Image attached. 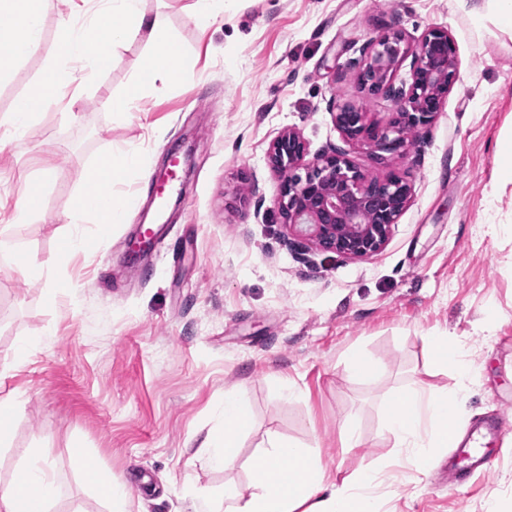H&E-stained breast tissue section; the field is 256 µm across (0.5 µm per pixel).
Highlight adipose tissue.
<instances>
[{
    "mask_svg": "<svg viewBox=\"0 0 512 512\" xmlns=\"http://www.w3.org/2000/svg\"><path fill=\"white\" fill-rule=\"evenodd\" d=\"M141 0H98L89 23L75 27L64 22L60 44L65 50L44 71L38 83L39 99L19 101L4 119L12 137H24L39 114L54 103L61 91L76 79L78 69L92 71L107 67L116 47L142 36L152 47L141 72L145 83H176L172 69L181 61L179 42L161 15H146ZM42 0H0V42L9 52L0 56V77L34 51L40 42ZM143 166L137 153L105 154L88 177L90 188L78 199L71 223L87 219L125 223L131 207L116 194L114 186ZM429 343L437 363L468 378L474 365L464 344L451 333L433 335ZM464 388L440 394L414 380L390 391L380 405L385 431L406 465L419 467L439 449L458 447L462 435L456 424L461 417ZM223 427L209 430L196 439L211 467L226 471L239 459L240 439L252 426L250 406L242 392H228L221 407ZM73 463L105 503V512H133L132 492L127 484L113 480L110 473L88 467L82 450H75ZM248 488L228 483L217 494L193 496V512H379L383 472L366 469L355 478L337 485L329 482L318 461L296 443L271 441L268 448L249 464ZM23 475L35 496L23 501L13 485L0 487V512H52L60 494V483L52 461L42 449H29Z\"/></svg>",
    "mask_w": 512,
    "mask_h": 512,
    "instance_id": "adipose-tissue-1",
    "label": "adipose tissue"
}]
</instances>
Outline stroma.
I'll use <instances>...</instances> for the list:
<instances>
[{
	"mask_svg": "<svg viewBox=\"0 0 512 512\" xmlns=\"http://www.w3.org/2000/svg\"><path fill=\"white\" fill-rule=\"evenodd\" d=\"M474 2L224 0L223 18L202 30L187 17L193 0H142L178 38L190 79L146 86L131 112H108L104 100L138 79L149 52L145 40H130L101 73L78 72L23 138L0 145V198L23 195L31 174L48 172L39 207L11 230L17 253L47 263L67 236L86 241L46 282L0 258V395L23 400L0 450V486L26 449L42 448L61 483L54 512H103L72 465L79 447L132 488L136 512H190L191 494L247 486L249 461L281 437L312 449L339 482L384 465L380 512H486L492 502L512 512V433L489 442L490 470L452 493L447 453L403 467L378 414L385 394L411 378L455 389L426 342L448 331L476 366L466 421L512 417V266L503 261L512 253V184L491 189L496 144L512 135V33L475 18ZM92 10L91 0H45L38 50L0 79V117L54 60L61 19L80 26ZM387 23L412 40L448 30L458 80L408 155H352L371 173L411 176L413 202L386 247L363 260L302 261L282 235L268 148L288 127L314 153L341 144L332 113L343 102L386 120L390 101L361 90L357 71ZM127 150L146 169L116 186L136 199L128 223L104 239L96 224L69 223L85 171ZM172 156L186 168L165 218L170 232L127 278L133 256L121 245L144 223L150 177ZM48 328L52 343L18 361V344ZM354 349L384 375L354 378L345 362ZM284 378L301 397L284 395ZM239 383L253 425L238 465L215 470L189 440L220 425L224 392ZM348 418L365 440L351 451L341 446Z\"/></svg>",
	"mask_w": 512,
	"mask_h": 512,
	"instance_id": "stroma-1",
	"label": "stroma"
}]
</instances>
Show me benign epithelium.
<instances>
[{"instance_id":"obj_1","label":"benign epithelium","mask_w":512,"mask_h":512,"mask_svg":"<svg viewBox=\"0 0 512 512\" xmlns=\"http://www.w3.org/2000/svg\"><path fill=\"white\" fill-rule=\"evenodd\" d=\"M363 55L361 85L393 103L386 125L343 104L333 120L346 147L330 146L312 156L300 133L288 129L267 152L281 177L276 206L286 235L307 249L349 259L380 252L413 198L406 177L394 172L374 176L354 162L352 151L365 149L380 159L409 153L417 133L441 111L458 75L455 42L440 28L427 30L412 43L390 28L369 41ZM408 57L410 82L398 83L397 68Z\"/></svg>"}]
</instances>
